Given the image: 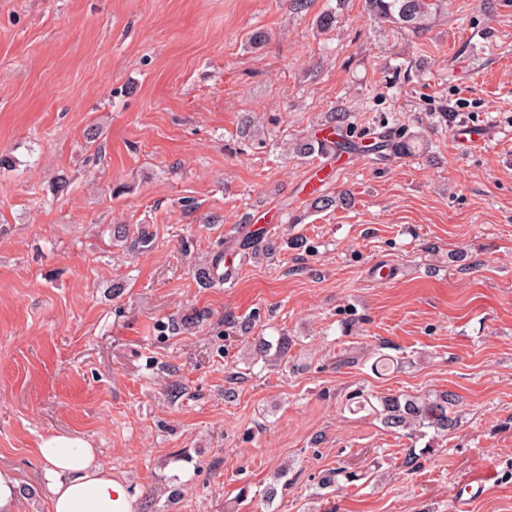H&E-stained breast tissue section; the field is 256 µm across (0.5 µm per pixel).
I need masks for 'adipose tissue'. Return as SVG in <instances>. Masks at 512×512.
<instances>
[{
  "instance_id": "1",
  "label": "adipose tissue",
  "mask_w": 512,
  "mask_h": 512,
  "mask_svg": "<svg viewBox=\"0 0 512 512\" xmlns=\"http://www.w3.org/2000/svg\"><path fill=\"white\" fill-rule=\"evenodd\" d=\"M50 512H134V498L124 481L100 461L85 439L58 434L39 446Z\"/></svg>"
}]
</instances>
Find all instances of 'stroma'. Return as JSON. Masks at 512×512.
Returning a JSON list of instances; mask_svg holds the SVG:
<instances>
[{
    "mask_svg": "<svg viewBox=\"0 0 512 512\" xmlns=\"http://www.w3.org/2000/svg\"><path fill=\"white\" fill-rule=\"evenodd\" d=\"M340 109L350 150L290 153ZM397 132L414 153L378 154ZM0 154V467L23 484L69 434L135 512H459L489 465L468 512H512V0L419 31L366 0H0ZM318 172L353 206L311 209ZM258 209L314 253L199 285ZM284 334L267 365L254 337ZM357 389L450 392L458 425L406 438ZM112 237L123 242L129 253L146 252L153 248V235L142 227H137L131 232L128 225L116 224L112 228ZM234 273L235 268L232 265H226L224 241L204 264L195 266L193 270L195 279L203 286L228 283L234 279Z\"/></svg>",
    "mask_w": 512,
    "mask_h": 512,
    "instance_id": "35a3bbf8",
    "label": "stroma"
}]
</instances>
